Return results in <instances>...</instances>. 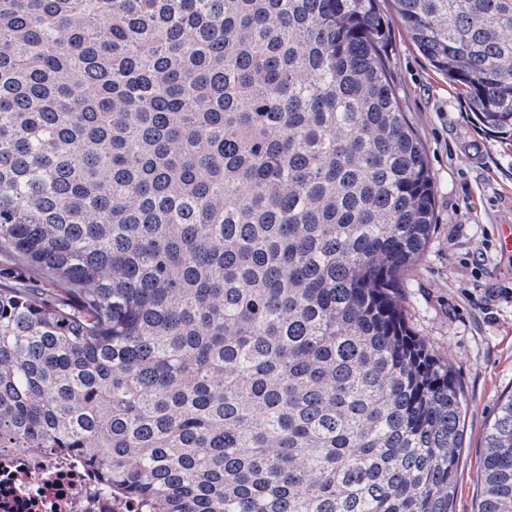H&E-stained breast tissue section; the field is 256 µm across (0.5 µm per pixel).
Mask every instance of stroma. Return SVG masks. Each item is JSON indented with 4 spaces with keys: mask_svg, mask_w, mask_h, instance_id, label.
<instances>
[{
    "mask_svg": "<svg viewBox=\"0 0 512 512\" xmlns=\"http://www.w3.org/2000/svg\"><path fill=\"white\" fill-rule=\"evenodd\" d=\"M404 111L425 144L434 177V232L403 278L400 300L413 332L446 363L466 406L453 512H476L478 460L501 397L512 392V257L498 250L512 225V146L488 139L458 91L400 26L388 42Z\"/></svg>",
    "mask_w": 512,
    "mask_h": 512,
    "instance_id": "obj_1",
    "label": "stroma"
}]
</instances>
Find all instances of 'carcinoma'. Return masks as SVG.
Returning a JSON list of instances; mask_svg holds the SVG:
<instances>
[{
	"instance_id": "cac0c4a2",
	"label": "carcinoma",
	"mask_w": 512,
	"mask_h": 512,
	"mask_svg": "<svg viewBox=\"0 0 512 512\" xmlns=\"http://www.w3.org/2000/svg\"><path fill=\"white\" fill-rule=\"evenodd\" d=\"M380 0H0V452L129 512H451L464 393ZM512 146V0H391ZM477 512H512V394Z\"/></svg>"
}]
</instances>
